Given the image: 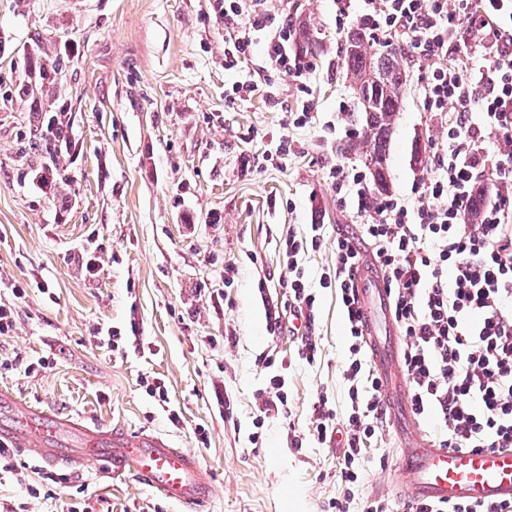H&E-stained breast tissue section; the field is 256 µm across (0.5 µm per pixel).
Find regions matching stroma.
Listing matches in <instances>:
<instances>
[{
  "label": "stroma",
  "mask_w": 512,
  "mask_h": 512,
  "mask_svg": "<svg viewBox=\"0 0 512 512\" xmlns=\"http://www.w3.org/2000/svg\"><path fill=\"white\" fill-rule=\"evenodd\" d=\"M276 20L321 32L308 86L321 121L335 120L354 96L331 0H288ZM29 53L65 61L35 94ZM257 67L226 64L210 0H0V93L11 97L0 106V305L17 312L0 337V391L104 429L169 434L213 474L199 512H335L338 500L363 512L374 499L403 512L408 478L394 474L391 429L366 440L355 484L339 477L335 442L309 433L319 398L337 422L347 417L343 314L318 281L335 261L337 231L358 233V220L325 177L343 139L288 124L301 100L291 73L263 72L277 103L230 101L233 83ZM407 72L387 160L395 194L431 177L430 144L443 133L439 115L422 108L417 64ZM62 107L69 140L50 187L26 132L35 110ZM283 137L290 154L269 159ZM313 224L322 244L302 263L316 286L321 352L310 365L297 354L300 336L270 332L267 312L288 309L282 239ZM90 258L97 274L85 268ZM276 374L288 403L265 412L259 395ZM156 383L167 402L148 395ZM10 454L0 512H179L135 476L112 478L92 462L52 485L50 498L32 497L43 468L21 449Z\"/></svg>",
  "instance_id": "35a3bbf8"
}]
</instances>
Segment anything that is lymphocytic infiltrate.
Instances as JSON below:
<instances>
[{"mask_svg": "<svg viewBox=\"0 0 512 512\" xmlns=\"http://www.w3.org/2000/svg\"><path fill=\"white\" fill-rule=\"evenodd\" d=\"M337 32L367 23L378 41L404 43L421 71L423 108L442 116L443 143L432 153L434 175L410 197L374 195L357 164L336 162L326 174L340 206L361 218L359 236H336L335 262L319 279L339 294L349 359L344 371L349 412L337 427L326 400L313 407L318 441L340 434L342 481L359 479L365 439L386 421L382 380L364 357L365 340L352 273L371 258L384 274L403 338L409 409L435 446L451 450L512 448V0H333ZM224 24V56L249 60L304 79L311 67L290 55V24L274 25L273 0H215ZM476 50L462 67L448 56L463 41ZM477 223L465 216L481 187ZM322 240L321 225L287 235L286 285L291 316L314 323L316 296L300 260Z\"/></svg>", "mask_w": 512, "mask_h": 512, "instance_id": "1", "label": "lymphocytic infiltrate"}]
</instances>
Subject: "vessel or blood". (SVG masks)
<instances>
[{
    "mask_svg": "<svg viewBox=\"0 0 512 512\" xmlns=\"http://www.w3.org/2000/svg\"><path fill=\"white\" fill-rule=\"evenodd\" d=\"M372 336L371 354L385 381L388 408L405 411L408 382L392 373L399 362L400 336L392 322L382 279L368 266L357 272ZM0 406L11 409L17 423L0 429V442L26 450L38 463L56 467L103 462L107 473L142 479L170 502L192 508L214 492L210 473L192 453L174 447L166 434L103 430L79 417L59 418L23 405L6 393ZM399 471L409 477L408 496L440 502L512 499V454L477 450H448L431 445L408 448Z\"/></svg>",
    "mask_w": 512,
    "mask_h": 512,
    "instance_id": "1",
    "label": "vessel or blood"
}]
</instances>
